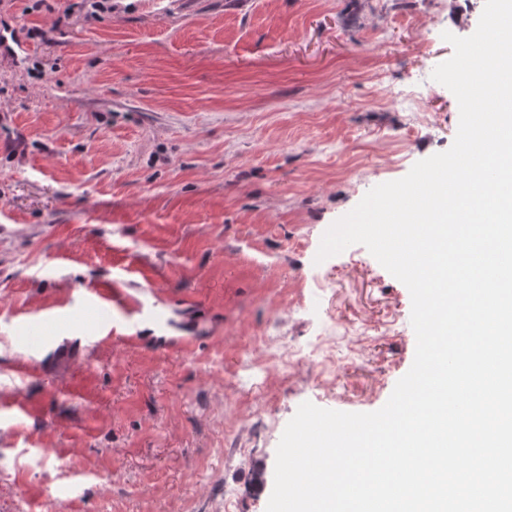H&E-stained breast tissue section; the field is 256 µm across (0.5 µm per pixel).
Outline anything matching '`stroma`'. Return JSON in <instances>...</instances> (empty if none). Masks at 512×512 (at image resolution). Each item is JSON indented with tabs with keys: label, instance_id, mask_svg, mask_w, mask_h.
Segmentation results:
<instances>
[{
	"label": "stroma",
	"instance_id": "35a3bbf8",
	"mask_svg": "<svg viewBox=\"0 0 512 512\" xmlns=\"http://www.w3.org/2000/svg\"><path fill=\"white\" fill-rule=\"evenodd\" d=\"M33 3L0 0V393L34 409L0 407V512H266L299 405L378 410L413 363L407 287L315 257L452 145L431 74L485 0ZM112 281L105 340L81 312ZM257 336L333 362L254 382Z\"/></svg>",
	"mask_w": 512,
	"mask_h": 512
}]
</instances>
